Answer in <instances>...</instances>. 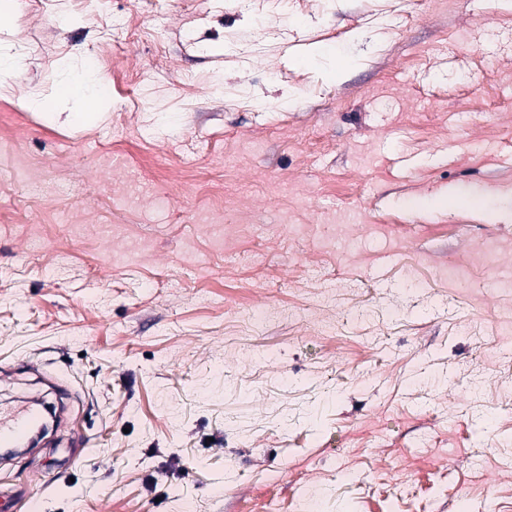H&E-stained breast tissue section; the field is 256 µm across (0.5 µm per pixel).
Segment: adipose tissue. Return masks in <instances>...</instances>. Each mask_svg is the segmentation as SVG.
Returning <instances> with one entry per match:
<instances>
[{"mask_svg": "<svg viewBox=\"0 0 512 512\" xmlns=\"http://www.w3.org/2000/svg\"><path fill=\"white\" fill-rule=\"evenodd\" d=\"M99 87L85 63L71 60L64 65L63 76L52 90L29 95L26 104L38 111H64L66 124L80 127L100 97Z\"/></svg>", "mask_w": 512, "mask_h": 512, "instance_id": "obj_1", "label": "adipose tissue"}]
</instances>
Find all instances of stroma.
<instances>
[{
	"label": "stroma",
	"instance_id": "stroma-1",
	"mask_svg": "<svg viewBox=\"0 0 512 512\" xmlns=\"http://www.w3.org/2000/svg\"><path fill=\"white\" fill-rule=\"evenodd\" d=\"M1 55L5 512H512V0H14ZM85 60L68 61L63 67V77L49 92L31 94L25 100L26 105L33 110L48 111L60 116L65 113L64 122L71 127H81L88 112L100 97V84L93 72L85 65ZM65 109L67 112H54ZM41 417L36 405H28L4 414L0 411V447L15 448L25 440Z\"/></svg>",
	"mask_w": 512,
	"mask_h": 512
}]
</instances>
